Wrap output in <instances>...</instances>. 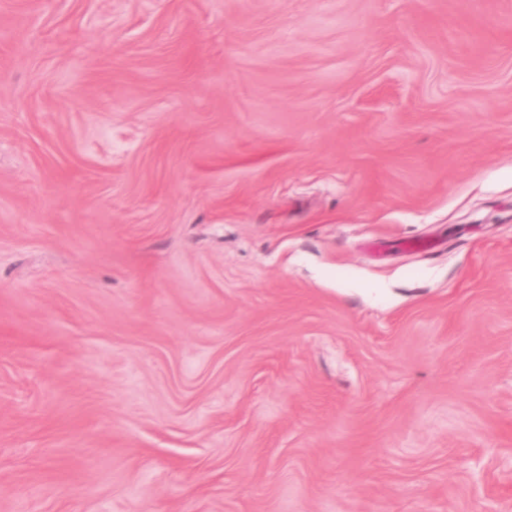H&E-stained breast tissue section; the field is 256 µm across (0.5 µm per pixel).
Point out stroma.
I'll return each instance as SVG.
<instances>
[{
  "instance_id": "stroma-1",
  "label": "stroma",
  "mask_w": 512,
  "mask_h": 512,
  "mask_svg": "<svg viewBox=\"0 0 512 512\" xmlns=\"http://www.w3.org/2000/svg\"><path fill=\"white\" fill-rule=\"evenodd\" d=\"M0 512H512V0H0Z\"/></svg>"
}]
</instances>
